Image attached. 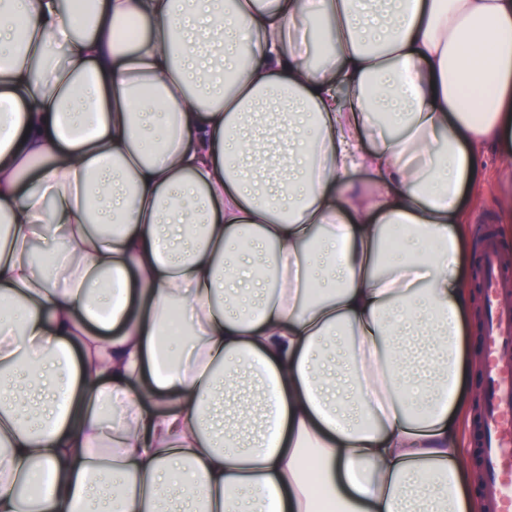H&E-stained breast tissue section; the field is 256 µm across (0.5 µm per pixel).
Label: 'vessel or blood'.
Wrapping results in <instances>:
<instances>
[{
    "label": "vessel or blood",
    "mask_w": 512,
    "mask_h": 512,
    "mask_svg": "<svg viewBox=\"0 0 512 512\" xmlns=\"http://www.w3.org/2000/svg\"><path fill=\"white\" fill-rule=\"evenodd\" d=\"M485 334V407L481 433L485 463L483 492L495 512H512V365L501 355L512 349V269L504 266L497 247L483 257Z\"/></svg>",
    "instance_id": "obj_1"
}]
</instances>
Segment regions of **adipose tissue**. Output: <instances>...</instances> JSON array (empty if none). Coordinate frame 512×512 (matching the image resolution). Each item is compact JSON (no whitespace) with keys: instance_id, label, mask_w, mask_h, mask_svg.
I'll return each mask as SVG.
<instances>
[{"instance_id":"ef3b65f1","label":"adipose tissue","mask_w":512,"mask_h":512,"mask_svg":"<svg viewBox=\"0 0 512 512\" xmlns=\"http://www.w3.org/2000/svg\"><path fill=\"white\" fill-rule=\"evenodd\" d=\"M489 147L512 0H0V512H480Z\"/></svg>"}]
</instances>
